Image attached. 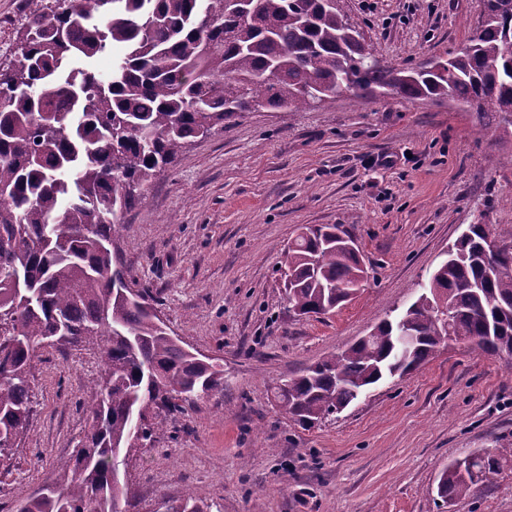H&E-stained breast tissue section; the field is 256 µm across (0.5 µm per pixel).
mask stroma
Listing matches in <instances>:
<instances>
[{
	"label": "stroma",
	"mask_w": 512,
	"mask_h": 512,
	"mask_svg": "<svg viewBox=\"0 0 512 512\" xmlns=\"http://www.w3.org/2000/svg\"><path fill=\"white\" fill-rule=\"evenodd\" d=\"M481 0H342L389 64L455 52ZM29 0H0V61L13 57ZM512 141L482 132L447 100L345 94L303 112L259 108L189 144L147 188L113 242L128 285L171 334L219 358L224 388L151 406L153 440L125 471L129 512L203 490L221 512H512V467L445 502L441 471L471 451L512 447V360L457 344L386 380L314 427L277 405L280 380L344 348L410 305L470 224L512 231ZM337 224L367 279L334 313L301 318L282 280L302 228ZM94 346L41 350L32 413L0 463V512L51 480L90 420Z\"/></svg>",
	"instance_id": "stroma-1"
}]
</instances>
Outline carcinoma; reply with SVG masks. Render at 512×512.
<instances>
[{"label":"carcinoma","mask_w":512,"mask_h":512,"mask_svg":"<svg viewBox=\"0 0 512 512\" xmlns=\"http://www.w3.org/2000/svg\"><path fill=\"white\" fill-rule=\"evenodd\" d=\"M14 58L0 62V459L27 430L37 350L99 348L80 448L16 512H114L137 490L120 463L151 441L147 409L224 389V370L173 338L114 267L113 236L142 188L193 138L254 107L298 112L347 91L477 102L476 124L512 138V0H483L465 53L427 69L384 65L334 0H33ZM121 43L99 76L87 61ZM338 227L288 245L285 292L299 316L330 313L365 273ZM470 224L423 292L372 335L274 387L310 427L384 378L424 365L446 338L512 354V234L487 256ZM512 465V448L475 450L439 476L445 502ZM173 512H212L198 491Z\"/></svg>","instance_id":"carcinoma-1"}]
</instances>
